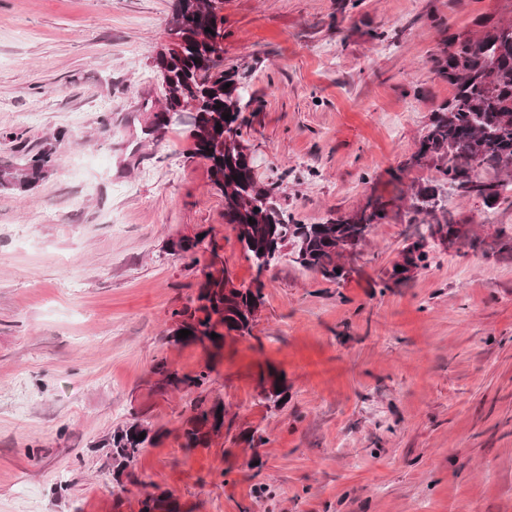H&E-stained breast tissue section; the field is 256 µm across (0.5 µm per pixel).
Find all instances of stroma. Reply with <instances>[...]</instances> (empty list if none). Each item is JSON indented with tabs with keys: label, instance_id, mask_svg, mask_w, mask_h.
<instances>
[{
	"label": "stroma",
	"instance_id": "stroma-1",
	"mask_svg": "<svg viewBox=\"0 0 512 512\" xmlns=\"http://www.w3.org/2000/svg\"><path fill=\"white\" fill-rule=\"evenodd\" d=\"M224 0V66L247 75L243 130L261 183L303 224L395 195L405 161L452 89L428 56L512 0ZM173 0H0V166L45 149L29 191L0 187V512H139L147 483L184 512H512V257L437 245L408 287L375 288L404 246L377 225L360 274L336 284L294 263L263 276L252 334L211 375L234 433L183 451L184 393L151 367L207 360L169 343L171 313L203 275L170 249L209 231L235 284L255 270L187 126L143 130L163 105L154 59ZM388 32L386 42L373 32ZM482 235L512 208L453 200ZM288 400L261 401L267 367ZM140 412L163 431L138 483L118 485L106 439Z\"/></svg>",
	"mask_w": 512,
	"mask_h": 512
}]
</instances>
